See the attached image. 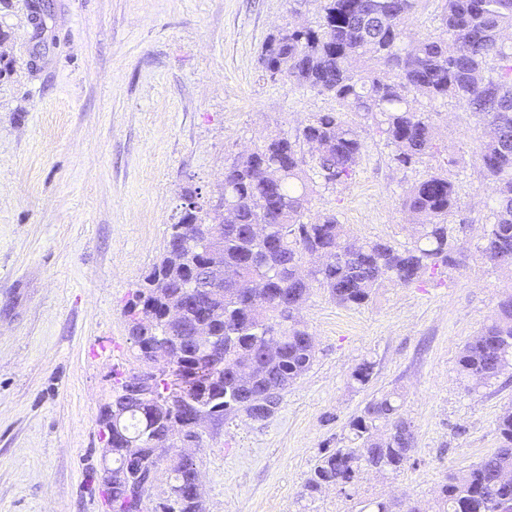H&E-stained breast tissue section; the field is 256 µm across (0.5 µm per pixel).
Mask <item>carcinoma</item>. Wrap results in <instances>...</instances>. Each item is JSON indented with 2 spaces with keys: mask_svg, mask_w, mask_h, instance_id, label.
<instances>
[{
  "mask_svg": "<svg viewBox=\"0 0 512 512\" xmlns=\"http://www.w3.org/2000/svg\"><path fill=\"white\" fill-rule=\"evenodd\" d=\"M314 25L290 27L271 36L261 64L270 78L327 93L348 112L370 121L395 146L393 161L407 167L436 149L428 114L413 97L451 98L481 117L491 134L479 139L475 159L496 184L489 207L481 256L512 268V0H446L443 33L418 37L406 26L415 0H323ZM455 50L448 51V41ZM382 67L394 79L381 77ZM314 152L305 157L298 145ZM365 142L338 112L319 114L294 138L275 134L252 153L224 168V204L203 201L187 188L191 205L177 213L169 230L181 229L190 245L181 255L165 254L127 302L131 344L145 335L141 314L159 317L171 302L184 305L182 323L171 328L172 369L156 380L149 399L135 404L128 377L116 379L112 403L120 407V430L113 433L117 466L112 485L101 489L109 512H155L152 490L159 485L190 489L199 475L193 454L161 469L149 440L174 436L172 423L193 403L221 421L243 413L269 418L290 384L315 358L314 339L298 316L312 283L337 304L366 305L376 288L390 281L408 286L439 267L460 266L456 228L448 215L457 192L448 177L430 173L403 199L417 226L414 244L399 249L388 242L361 241L333 214L304 218L316 182L334 188L351 179ZM224 225L216 236L211 225ZM316 251L329 262L300 274ZM224 259V291L186 295L183 284L211 259ZM204 323L216 342L194 337ZM459 379L469 391L512 370V295L499 303L457 356ZM374 364L362 361L350 380L369 384ZM394 393L371 399L348 424L354 448L325 452L316 462L301 497L312 499L334 486L344 492L358 473L396 474L411 461L414 434ZM499 445L467 472L451 476L439 490L436 512H503L512 503V408L498 416Z\"/></svg>",
  "mask_w": 512,
  "mask_h": 512,
  "instance_id": "cac0c4a2",
  "label": "carcinoma"
}]
</instances>
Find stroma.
Wrapping results in <instances>:
<instances>
[{
	"instance_id": "1",
	"label": "stroma",
	"mask_w": 512,
	"mask_h": 512,
	"mask_svg": "<svg viewBox=\"0 0 512 512\" xmlns=\"http://www.w3.org/2000/svg\"><path fill=\"white\" fill-rule=\"evenodd\" d=\"M321 0H0V512H106L91 479L113 375L135 368L125 304L163 256L184 188L216 196L224 166L292 135L335 98L273 80L271 35L315 22ZM438 153L408 167L374 126L352 179L315 186L307 220L335 214L356 238L412 245L402 200L426 174L457 191L461 265L390 282L359 308L315 287L300 311L311 368L263 421L203 426L205 512H363L418 501L497 448L512 371L466 391L460 350L512 294V269L482 260L494 186L474 148L486 130L454 100H418ZM367 386L350 382L362 361ZM401 396L410 464L367 471L348 492H299L372 398Z\"/></svg>"
}]
</instances>
